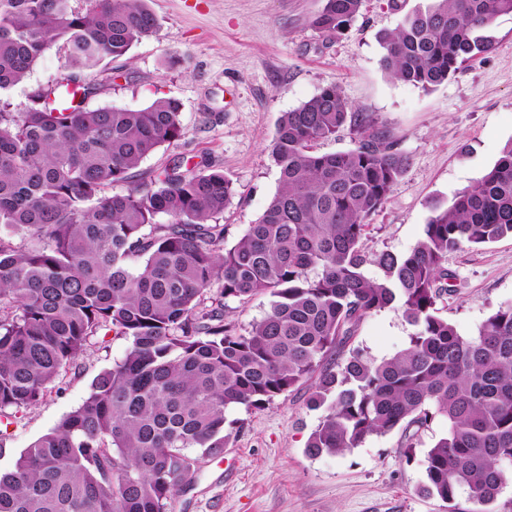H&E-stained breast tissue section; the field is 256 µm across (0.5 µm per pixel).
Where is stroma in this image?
Listing matches in <instances>:
<instances>
[{
  "label": "stroma",
  "instance_id": "obj_1",
  "mask_svg": "<svg viewBox=\"0 0 512 512\" xmlns=\"http://www.w3.org/2000/svg\"><path fill=\"white\" fill-rule=\"evenodd\" d=\"M422 0H363L341 35L310 25L322 0H148L159 27L127 56L93 69L104 85L97 101L140 109L155 98L182 105L186 134L139 166L149 175L175 157L211 158L223 166L235 196L222 222L234 243L263 214L279 186L269 150L283 112L337 85L355 112L389 133L411 163L362 240L370 254L405 253L424 236L434 202L450 204L473 185L512 141V14L496 18L490 52L461 65L442 85L423 90L380 67V38ZM61 43L46 48L29 77L10 92L21 105L31 88L62 70ZM449 291L437 308L458 333L475 336L499 307L512 304V237L449 254ZM413 332L401 311L387 308L355 327L346 350L381 359L403 349ZM129 344L108 338L90 347L37 406L20 410L0 442V472L89 396L93 379L121 360ZM308 385L263 409L225 414L228 443L200 456L191 491L170 512H448L421 494L424 455L446 433L434 420L406 450L402 430L375 435L341 455L308 456L307 438L320 420L309 409Z\"/></svg>",
  "mask_w": 512,
  "mask_h": 512
}]
</instances>
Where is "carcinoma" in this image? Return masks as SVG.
Masks as SVG:
<instances>
[{"label": "carcinoma", "mask_w": 512, "mask_h": 512, "mask_svg": "<svg viewBox=\"0 0 512 512\" xmlns=\"http://www.w3.org/2000/svg\"><path fill=\"white\" fill-rule=\"evenodd\" d=\"M84 2L0 0V419L11 425L42 401L94 338L130 347L0 475V512H169L196 480L191 449L226 445L227 409H261L308 381L309 407L324 410L308 455L440 417L448 430L425 454L422 493L453 512L465 493L493 512L512 463V305L464 338L437 300L448 254L512 237V141L450 205H433L411 251L371 258L367 220L410 157L329 85L280 116L270 144L279 188L228 246L219 219L234 188L215 161L178 160L134 180L145 158L185 136L179 101L86 106L102 91L87 69L157 29L147 0ZM361 7L323 0L310 24L331 38ZM504 14L512 0H427L382 37L380 64L435 88L492 49L486 31ZM55 40L65 72L14 106L3 94ZM352 121L353 148L314 150ZM19 231L29 242H13ZM369 263L381 277L365 273ZM257 293L270 308L242 334L224 319L226 300ZM390 306L415 327L408 345L381 360L342 358L354 327Z\"/></svg>", "instance_id": "carcinoma-1"}]
</instances>
